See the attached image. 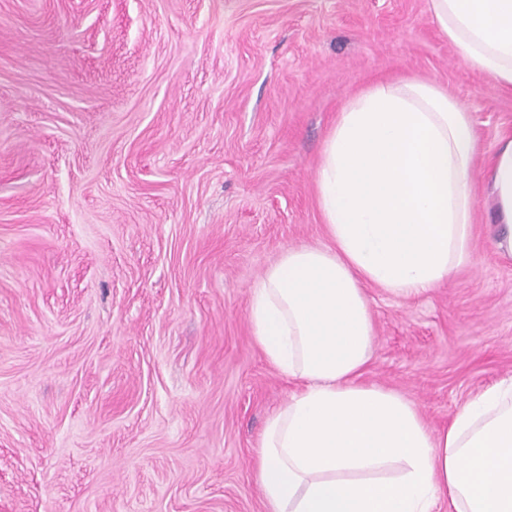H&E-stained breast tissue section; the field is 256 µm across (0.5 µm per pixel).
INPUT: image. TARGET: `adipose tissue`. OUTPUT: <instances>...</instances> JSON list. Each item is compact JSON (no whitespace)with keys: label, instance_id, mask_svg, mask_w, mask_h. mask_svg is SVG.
Returning a JSON list of instances; mask_svg holds the SVG:
<instances>
[{"label":"adipose tissue","instance_id":"1","mask_svg":"<svg viewBox=\"0 0 512 512\" xmlns=\"http://www.w3.org/2000/svg\"><path fill=\"white\" fill-rule=\"evenodd\" d=\"M466 67L512 88V0H431ZM478 140L444 88L377 81L338 113L316 188L329 246L286 248L251 287L264 357L303 386L267 418L255 476L268 512H512V378L447 428L361 380L375 325L367 291L410 297L472 261ZM497 252L512 258V135L485 167Z\"/></svg>","mask_w":512,"mask_h":512}]
</instances>
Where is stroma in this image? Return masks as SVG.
<instances>
[{
  "mask_svg": "<svg viewBox=\"0 0 512 512\" xmlns=\"http://www.w3.org/2000/svg\"><path fill=\"white\" fill-rule=\"evenodd\" d=\"M446 87L480 153L512 89L460 63L429 0H0V512H266L252 470L299 390L250 289L327 241L336 115L379 79ZM471 265L368 291L362 380L434 431L512 376V259L473 173Z\"/></svg>",
  "mask_w": 512,
  "mask_h": 512,
  "instance_id": "stroma-1",
  "label": "stroma"
}]
</instances>
